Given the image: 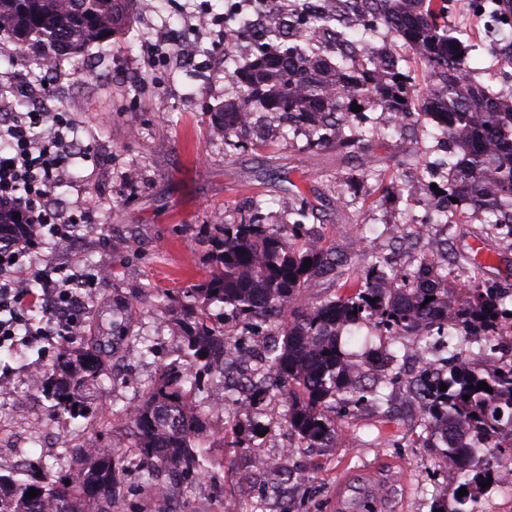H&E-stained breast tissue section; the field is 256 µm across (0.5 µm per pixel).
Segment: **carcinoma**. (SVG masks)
<instances>
[{
  "label": "carcinoma",
  "instance_id": "obj_1",
  "mask_svg": "<svg viewBox=\"0 0 512 512\" xmlns=\"http://www.w3.org/2000/svg\"><path fill=\"white\" fill-rule=\"evenodd\" d=\"M362 2L422 59L426 91L406 75L397 79L402 56L394 50L377 49L365 39L362 48H350L346 32L333 29L338 62L328 46H312L313 34L305 38L307 47L282 51L276 45L280 31L270 29L253 62L234 72L241 94L215 113L212 127L224 134L225 144H232V135L248 122L258 101L264 110L282 113L294 128L309 130L316 147L357 148L365 135L350 125L353 102L365 101L401 121L422 103L441 136L455 139L446 162L449 221L456 222L459 206L465 204L512 229V98L467 78L459 38L448 33V0ZM134 4L136 0H0V49L19 59L29 50L43 58L76 53L88 42L121 33ZM346 126L350 134L339 139L330 135ZM302 230L301 223L275 229L260 223L254 213L241 224L224 225L207 279L171 299L189 328L185 343L132 414L116 418L118 425L131 427L146 482H155L160 472L181 481L213 473V462L201 443L211 430L207 410L189 405V395L203 374L212 381L224 379V347L231 343L225 329L228 315L264 322L281 319V340L270 350L267 374L291 401L284 417L288 429L308 448H325L332 441L328 414L336 401L352 407L368 395L380 401L376 388L351 379L349 360L338 344L345 327L366 320L363 313L377 316L394 343L419 338L448 321L454 302L457 326L463 330L480 327L491 333L512 324L507 294L466 286L451 295L442 287L448 275L429 266L409 275L387 276L372 266L344 277L338 298L302 304L301 292L334 263L315 237L303 248H294L293 239ZM307 259L312 260L308 268ZM428 296L433 300L426 301ZM202 300L220 312L200 317ZM456 359L455 350L440 358L448 376L422 383V415L425 427L439 433L442 457L465 461L473 457L475 441L490 424H502V412L512 416V368L488 371L457 364ZM104 369L99 348L80 340L61 343L40 382L49 412L83 413L90 407L89 391L98 385ZM481 382L492 392L477 389ZM465 395L469 399H463ZM71 456L73 473L60 478L38 477L43 466L30 461L0 473V512H113V504L126 492L123 450L78 448ZM31 488L39 495L26 497Z\"/></svg>",
  "mask_w": 512,
  "mask_h": 512
}]
</instances>
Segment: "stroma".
Segmentation results:
<instances>
[{
    "instance_id": "stroma-1",
    "label": "stroma",
    "mask_w": 512,
    "mask_h": 512,
    "mask_svg": "<svg viewBox=\"0 0 512 512\" xmlns=\"http://www.w3.org/2000/svg\"><path fill=\"white\" fill-rule=\"evenodd\" d=\"M448 2V29L467 48L471 80L512 94V20L493 17L488 0ZM235 4L164 0L151 15L135 14L112 39L60 56L57 68L49 71L0 55V75L16 80L30 70L45 81L52 111L72 113L79 142L91 145L94 156L90 163L75 160L55 206L95 205L96 228L81 233L74 244L43 251L46 260L74 262L80 271L100 277L96 299L84 314L107 365L92 415L53 416L45 410V399L25 401L27 369L51 367L58 342L36 339L0 348V378L11 382L13 391L12 404H0V443L8 444L26 418L36 419L42 429L25 452L52 474L68 471L67 440L130 447L129 429L114 425L113 416L142 400L180 347L183 330L176 313L161 302L206 278L219 225L239 223L255 208L266 224L302 222L306 234L320 238L342 261L304 293L309 302L335 298L340 275L367 268L378 248L390 253L392 268L406 274L417 270L421 250L389 241L386 228L405 223L419 199L446 187L415 177L435 142V127L422 116L416 124L394 129L375 123V110L366 106L362 127L378 134L368 150L350 153L313 148L307 133L263 112L259 123L266 135L245 127L235 136L236 147L215 141L213 117L230 99V77L241 61V44L231 32L251 20L258 0H245L238 14ZM201 16L209 19V29L197 27ZM172 29L198 47L196 61L179 62L174 46L164 41ZM96 59L111 62V78L86 79L88 63ZM207 67L213 76L204 82L199 71ZM76 98L81 108H73ZM402 139L408 151L399 150ZM130 170L139 174L132 184L125 178ZM429 231L455 260L449 284L474 279L485 288L512 287V237L492 230L486 215L467 209L462 223L433 224ZM478 242L491 262L464 269ZM118 307L140 342L113 341L112 314ZM404 385L401 378L380 383L378 390L390 403L386 410L367 404L352 413L337 406L330 415L336 440L326 448L302 447L283 411L273 409V394L261 392L249 408L225 410L222 431L204 440L212 457L224 464L221 488L205 477L189 482L172 507L133 471L114 512H222L228 493L255 502L263 498L269 480L257 477L254 454L277 450L285 439L292 444L286 469L296 512H329L337 486L354 491L364 468L393 480L383 512H434L439 503L455 512L456 500L443 499L438 490L443 475L430 432L419 419L398 415Z\"/></svg>"
}]
</instances>
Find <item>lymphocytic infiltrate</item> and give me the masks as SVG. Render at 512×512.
<instances>
[{
    "instance_id": "obj_1",
    "label": "lymphocytic infiltrate",
    "mask_w": 512,
    "mask_h": 512,
    "mask_svg": "<svg viewBox=\"0 0 512 512\" xmlns=\"http://www.w3.org/2000/svg\"><path fill=\"white\" fill-rule=\"evenodd\" d=\"M74 131L68 112L0 113V222L30 231L25 238L0 237V347L73 335L84 318L85 298L96 289L97 278L39 257L46 242L71 244L96 224L92 204L66 216L46 205L64 185L73 160L92 158L87 150L75 153Z\"/></svg>"
}]
</instances>
